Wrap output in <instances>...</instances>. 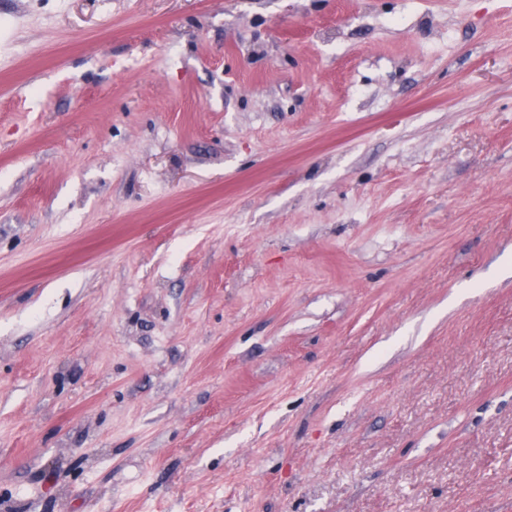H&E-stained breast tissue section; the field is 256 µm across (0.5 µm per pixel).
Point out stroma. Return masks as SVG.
<instances>
[{
    "label": "stroma",
    "mask_w": 512,
    "mask_h": 512,
    "mask_svg": "<svg viewBox=\"0 0 512 512\" xmlns=\"http://www.w3.org/2000/svg\"><path fill=\"white\" fill-rule=\"evenodd\" d=\"M512 0H0V512H512Z\"/></svg>",
    "instance_id": "obj_1"
}]
</instances>
